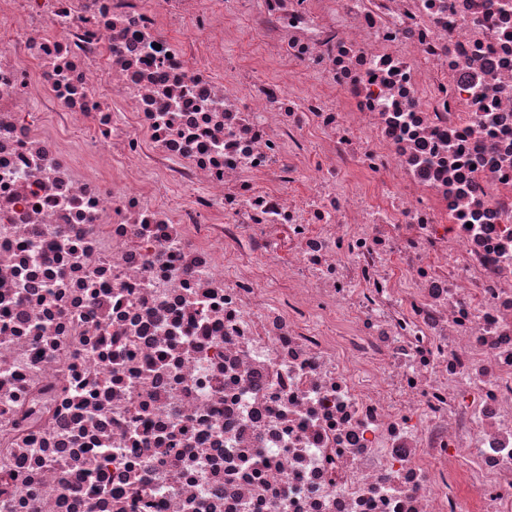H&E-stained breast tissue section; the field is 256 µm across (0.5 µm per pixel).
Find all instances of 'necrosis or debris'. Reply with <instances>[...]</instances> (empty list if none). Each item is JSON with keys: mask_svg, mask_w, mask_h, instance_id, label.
<instances>
[{"mask_svg": "<svg viewBox=\"0 0 512 512\" xmlns=\"http://www.w3.org/2000/svg\"><path fill=\"white\" fill-rule=\"evenodd\" d=\"M0 30V512H512V0ZM238 25L241 29V40L226 51V57L229 62L240 67H246L254 53L257 51V40L249 32L246 21L243 17L238 19Z\"/></svg>", "mask_w": 512, "mask_h": 512, "instance_id": "obj_1", "label": "necrosis or debris"}]
</instances>
